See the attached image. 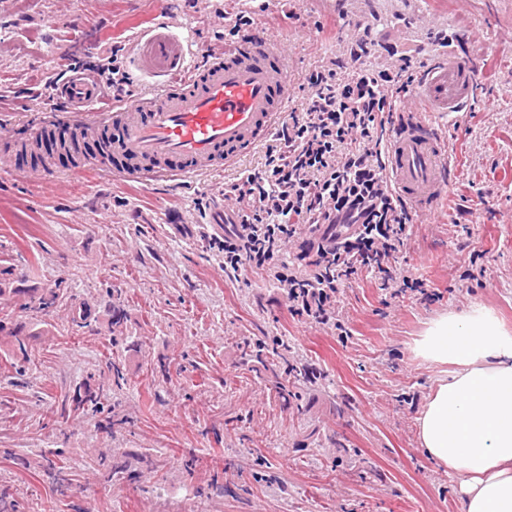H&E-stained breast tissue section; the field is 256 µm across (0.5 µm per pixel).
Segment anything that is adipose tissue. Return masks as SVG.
Here are the masks:
<instances>
[{"mask_svg":"<svg viewBox=\"0 0 512 512\" xmlns=\"http://www.w3.org/2000/svg\"><path fill=\"white\" fill-rule=\"evenodd\" d=\"M417 358L446 365L418 419V440L460 479L464 512H512V329L491 309L433 320Z\"/></svg>","mask_w":512,"mask_h":512,"instance_id":"ef3b65f1","label":"adipose tissue"}]
</instances>
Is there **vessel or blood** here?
<instances>
[{"label": "vessel or blood", "mask_w": 512, "mask_h": 512, "mask_svg": "<svg viewBox=\"0 0 512 512\" xmlns=\"http://www.w3.org/2000/svg\"><path fill=\"white\" fill-rule=\"evenodd\" d=\"M170 26L166 20L136 35L129 50L145 71H186L183 83L126 98L102 112L94 107L96 81L73 77L58 91L65 111L26 138L1 137L0 155L36 152L56 128L67 126L83 140L102 144L87 165L73 166L72 175L89 166L116 179L191 186L266 144L293 109L282 39L253 31L231 50L193 63L188 45L170 35ZM472 89L470 66L446 54L428 68L413 103L396 114L386 141L385 181L418 216L434 214L456 172L446 131L435 119L462 112Z\"/></svg>", "instance_id": "b4317fda"}]
</instances>
